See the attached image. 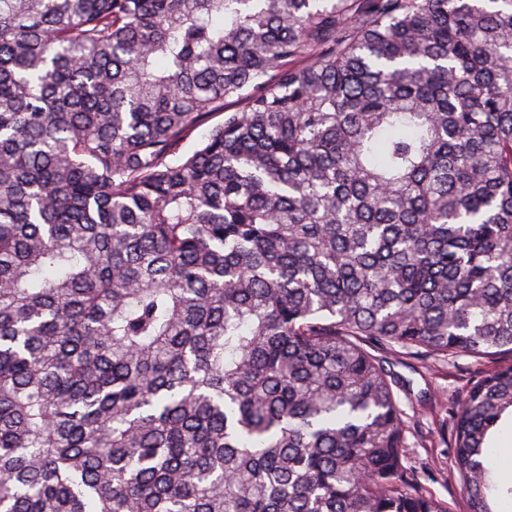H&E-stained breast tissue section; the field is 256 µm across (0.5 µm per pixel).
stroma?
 Wrapping results in <instances>:
<instances>
[{"instance_id":"35a3bbf8","label":"stroma","mask_w":512,"mask_h":512,"mask_svg":"<svg viewBox=\"0 0 512 512\" xmlns=\"http://www.w3.org/2000/svg\"><path fill=\"white\" fill-rule=\"evenodd\" d=\"M510 362L512 352L506 350L490 358L463 356L446 363L411 356L395 361V371L408 384L398 393L408 423L407 462L420 472L426 492L442 501L448 512H467L449 452L451 409L477 379Z\"/></svg>"}]
</instances>
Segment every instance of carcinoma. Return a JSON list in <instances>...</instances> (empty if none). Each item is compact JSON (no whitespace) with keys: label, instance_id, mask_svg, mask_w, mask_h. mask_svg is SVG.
<instances>
[{"label":"carcinoma","instance_id":"carcinoma-1","mask_svg":"<svg viewBox=\"0 0 512 512\" xmlns=\"http://www.w3.org/2000/svg\"><path fill=\"white\" fill-rule=\"evenodd\" d=\"M502 348L512 0H0V512H447L391 358Z\"/></svg>","mask_w":512,"mask_h":512}]
</instances>
